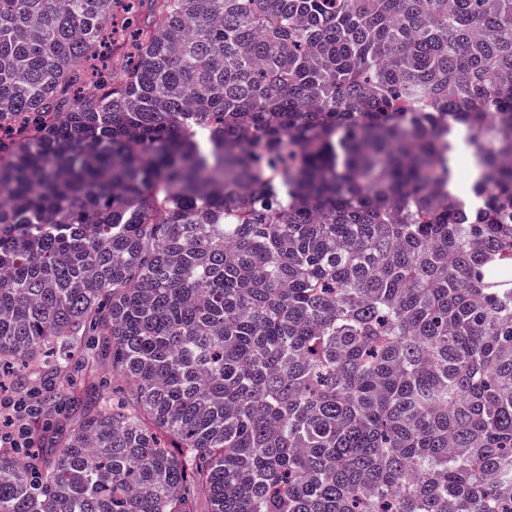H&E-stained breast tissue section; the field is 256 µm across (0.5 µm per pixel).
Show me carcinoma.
I'll use <instances>...</instances> for the list:
<instances>
[{"mask_svg": "<svg viewBox=\"0 0 512 512\" xmlns=\"http://www.w3.org/2000/svg\"><path fill=\"white\" fill-rule=\"evenodd\" d=\"M509 158L512 0H0V512H512ZM89 365L92 363L96 367L95 372V383L92 387H88L86 390V397H93L97 394L110 393L112 394V384L115 386L118 383V380L115 378L112 380V369L110 366V362L108 360L102 359H92L88 360ZM10 391L15 399L27 398L30 394H34L38 400L40 413L47 412L48 406H42L43 378L40 374L28 371L23 368H16L13 375L9 377ZM12 407V412L10 408ZM22 401L18 403H5L3 409L6 411L3 415L2 421V402L0 397V447L1 448H30L31 441L29 434L24 425H18L16 421L21 416L20 414L24 411L27 412L29 408ZM32 412V410H28Z\"/></svg>", "mask_w": 512, "mask_h": 512, "instance_id": "carcinoma-1", "label": "carcinoma"}]
</instances>
